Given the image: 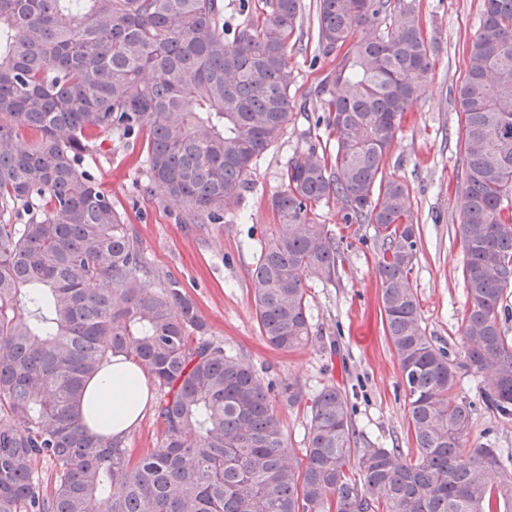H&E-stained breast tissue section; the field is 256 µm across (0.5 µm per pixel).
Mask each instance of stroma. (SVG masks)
I'll use <instances>...</instances> for the list:
<instances>
[{
    "label": "stroma",
    "instance_id": "obj_1",
    "mask_svg": "<svg viewBox=\"0 0 512 512\" xmlns=\"http://www.w3.org/2000/svg\"><path fill=\"white\" fill-rule=\"evenodd\" d=\"M425 33L436 42L427 80L407 112L388 153L385 176L404 182L418 222L412 274L421 324L437 345L463 356L466 312L459 236L464 187V130L457 89L469 47L480 26L482 0H413ZM302 37L288 49L293 117L281 140L254 160L239 197L220 224H187L177 204L150 198L141 147L113 140L93 156L102 188L124 210L159 279L181 282L195 300L207 336L249 362L276 385L290 382L313 395L326 385L341 388L353 408L358 448H411L409 399L399 361L383 333L381 285L375 272L378 242L372 225L344 224L338 204L318 210L340 248L334 281L307 284L310 339L292 352L268 346L255 316L250 286L257 251L278 228L271 198L283 188L281 174L319 134L311 91L339 62V50L317 41L316 0H302ZM480 377L461 375L459 394L473 405L467 442L512 448V417L488 411L479 399Z\"/></svg>",
    "mask_w": 512,
    "mask_h": 512
}]
</instances>
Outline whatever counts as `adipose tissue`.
<instances>
[{"label": "adipose tissue", "instance_id": "ef3b65f1", "mask_svg": "<svg viewBox=\"0 0 512 512\" xmlns=\"http://www.w3.org/2000/svg\"><path fill=\"white\" fill-rule=\"evenodd\" d=\"M151 398V383L138 365L123 355L112 356L86 386L80 403L83 423L105 439L125 436Z\"/></svg>", "mask_w": 512, "mask_h": 512}]
</instances>
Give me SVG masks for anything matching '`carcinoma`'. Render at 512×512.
Returning a JSON list of instances; mask_svg holds the SVG:
<instances>
[{
  "mask_svg": "<svg viewBox=\"0 0 512 512\" xmlns=\"http://www.w3.org/2000/svg\"><path fill=\"white\" fill-rule=\"evenodd\" d=\"M0 0V512H512V451L466 448L461 371L512 416V0H484L458 98L465 145L464 356L421 325L407 186L383 175L433 43L408 4L318 0L320 44L352 47L317 85L329 144L291 160L279 227L251 275L256 320L283 352L309 340L306 281L332 282L339 246L318 209L372 224L385 335L409 398L415 453L357 452L352 408L313 398L302 458L286 455L273 384L207 338L176 280L157 292L141 243L85 159L112 135L145 153L150 196L217 224L292 117L288 45L301 0ZM124 354L153 380L161 447L133 456L86 429L84 388ZM40 462L53 467L43 487Z\"/></svg>",
  "mask_w": 512,
  "mask_h": 512,
  "instance_id": "cac0c4a2",
  "label": "carcinoma"
}]
</instances>
